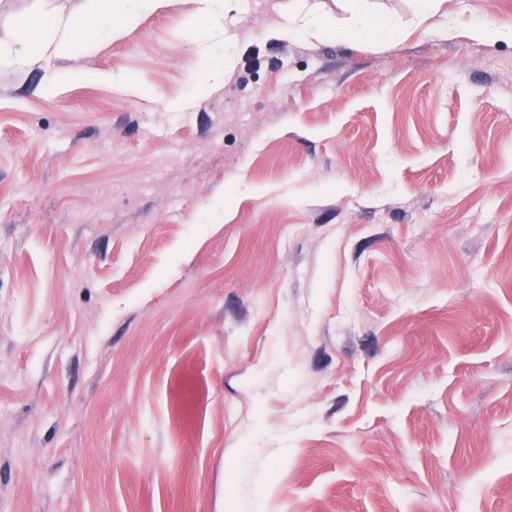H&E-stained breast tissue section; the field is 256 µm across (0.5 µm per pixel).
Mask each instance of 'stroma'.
<instances>
[{"mask_svg":"<svg viewBox=\"0 0 512 512\" xmlns=\"http://www.w3.org/2000/svg\"><path fill=\"white\" fill-rule=\"evenodd\" d=\"M284 2L0 65V512H512V0ZM288 6V23L282 29L288 37L322 39L333 35L352 40L391 39L396 41L401 32L393 21L374 9L372 0H341L345 16L326 17L310 0H293ZM414 15L418 26L425 24L429 19L440 15L448 17L446 10L447 0H413ZM470 37L478 42H496L512 39V25L500 23L495 19L484 17L477 20L470 28Z\"/></svg>","mask_w":512,"mask_h":512,"instance_id":"35a3bbf8","label":"stroma"}]
</instances>
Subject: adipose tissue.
Segmentation results:
<instances>
[{"label": "adipose tissue", "mask_w": 512, "mask_h": 512, "mask_svg": "<svg viewBox=\"0 0 512 512\" xmlns=\"http://www.w3.org/2000/svg\"><path fill=\"white\" fill-rule=\"evenodd\" d=\"M180 0H98L83 14L52 13L15 23L0 41V63L23 71L41 63L70 56L74 49H91L97 35L132 25L139 14L179 4ZM345 15H322L309 0H295L288 10L286 32L292 37L322 39L333 35L352 40L397 39L401 32L393 21L377 12L371 0H343Z\"/></svg>", "instance_id": "ef3b65f1"}]
</instances>
